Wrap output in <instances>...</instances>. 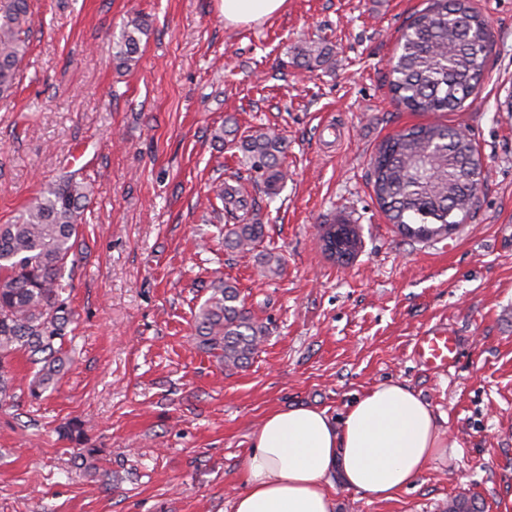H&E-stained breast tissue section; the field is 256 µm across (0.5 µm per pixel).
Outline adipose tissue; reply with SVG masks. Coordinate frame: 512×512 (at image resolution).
I'll return each mask as SVG.
<instances>
[{"label":"adipose tissue","instance_id":"1","mask_svg":"<svg viewBox=\"0 0 512 512\" xmlns=\"http://www.w3.org/2000/svg\"><path fill=\"white\" fill-rule=\"evenodd\" d=\"M224 21L251 24L278 14L286 0H222ZM460 443L408 387L381 383L340 418L310 406L265 416L251 436L234 512H330L331 477L378 502L414 484L428 464L456 457Z\"/></svg>","mask_w":512,"mask_h":512}]
</instances>
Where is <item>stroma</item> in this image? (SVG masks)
Returning a JSON list of instances; mask_svg holds the SVG:
<instances>
[{"label": "stroma", "instance_id": "stroma-1", "mask_svg": "<svg viewBox=\"0 0 512 512\" xmlns=\"http://www.w3.org/2000/svg\"><path fill=\"white\" fill-rule=\"evenodd\" d=\"M427 5L287 0L229 27L222 0H37L19 88L0 100V224L66 170L97 193L68 280L74 363L33 401V367L17 357L0 402V512H232L269 412L337 417L390 380L422 396L462 450L387 502L333 484L331 512H448L460 498L512 512V0H473L492 44L477 101L454 112H411L390 91L401 35ZM136 12L149 32L120 69L113 38ZM311 40L334 65L297 67ZM430 123L465 130L488 178L473 218L417 241L388 223L371 162L389 136ZM223 126L234 138L221 145ZM266 131L286 145L274 196L240 147ZM221 187L244 207L223 209ZM240 218L264 226L249 251L224 245ZM335 222L360 237L345 264L318 241ZM268 252L279 275L263 272ZM221 278L267 328L241 367L195 336L192 315ZM435 328L460 340L445 371L413 354ZM71 420L108 477L73 466L58 433Z\"/></svg>", "mask_w": 512, "mask_h": 512}]
</instances>
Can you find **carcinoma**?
I'll use <instances>...</instances> for the list:
<instances>
[{"label":"carcinoma","instance_id":"carcinoma-1","mask_svg":"<svg viewBox=\"0 0 512 512\" xmlns=\"http://www.w3.org/2000/svg\"><path fill=\"white\" fill-rule=\"evenodd\" d=\"M32 0H0V99L14 93L20 64L29 50ZM148 21L127 17L113 45V59L129 68L138 60ZM491 32L470 0H432L401 37L390 89L396 102L413 112H445L478 98ZM297 57L307 69L332 59L327 47L310 42ZM270 190L284 179L281 137L260 132L241 144ZM478 158L472 139L446 125H422L389 137L373 162V187L381 210L406 236L430 239L448 234L476 209L471 202ZM95 187L69 171L48 184L40 198L8 224H0V396L7 394L8 365L19 354L36 366L28 396L39 400L70 368L64 348L73 321L64 297V271L75 255ZM262 224H234L224 241L245 249L261 241ZM359 234L345 226L341 253L353 257ZM200 346L226 365L249 360L266 335L245 308L235 283L222 280L194 312ZM82 469L100 472L97 449L78 453Z\"/></svg>","mask_w":512,"mask_h":512}]
</instances>
